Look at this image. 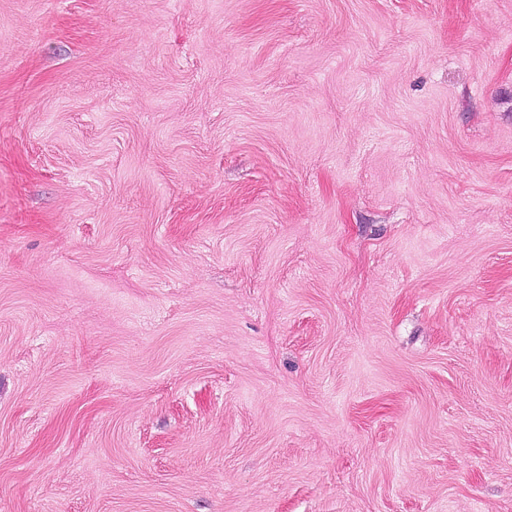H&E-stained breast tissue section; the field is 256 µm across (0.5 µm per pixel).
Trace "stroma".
I'll list each match as a JSON object with an SVG mask.
<instances>
[{"mask_svg":"<svg viewBox=\"0 0 512 512\" xmlns=\"http://www.w3.org/2000/svg\"><path fill=\"white\" fill-rule=\"evenodd\" d=\"M0 512H512V0H0Z\"/></svg>","mask_w":512,"mask_h":512,"instance_id":"35a3bbf8","label":"stroma"}]
</instances>
